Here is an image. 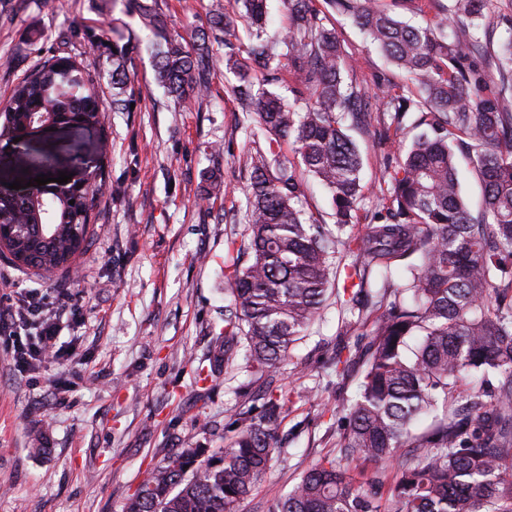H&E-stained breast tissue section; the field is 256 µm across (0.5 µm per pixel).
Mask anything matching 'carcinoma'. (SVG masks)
<instances>
[{"label":"carcinoma","mask_w":512,"mask_h":512,"mask_svg":"<svg viewBox=\"0 0 512 512\" xmlns=\"http://www.w3.org/2000/svg\"><path fill=\"white\" fill-rule=\"evenodd\" d=\"M348 16L409 79L380 93L345 80L343 40L312 0H284L289 27L267 31V0H213L210 22L224 33L228 92L242 112L250 146L243 214L248 239L228 246L224 278V357L197 368L207 383L244 352L260 394L236 410L224 448H184L149 471L124 512H236L269 473L273 426L288 395L278 365L330 297L366 319V367L339 446L345 459L394 462L396 479L357 481L324 457L267 512H512V27L494 52L482 41L488 0H450L412 24L377 0H324ZM143 28L155 37V76L179 107L207 88L212 50L206 34L190 46L166 34L158 0H140ZM247 23L239 59L238 20ZM112 82L132 58L114 46ZM288 81L291 99L254 81ZM386 144L417 134L374 182L362 178L349 127L371 126ZM106 104L79 54L39 60L0 113V141L50 112H74L105 130ZM289 143L296 156L282 152ZM480 188L472 211L458 155ZM327 192L334 225L306 212L309 179ZM106 184L104 160L74 199L0 195V224H25L7 237L6 260L50 275L83 249L91 211ZM376 210L362 222L367 194ZM74 204H69V201ZM352 257L346 264L343 257ZM383 290L371 289V277Z\"/></svg>","instance_id":"obj_1"}]
</instances>
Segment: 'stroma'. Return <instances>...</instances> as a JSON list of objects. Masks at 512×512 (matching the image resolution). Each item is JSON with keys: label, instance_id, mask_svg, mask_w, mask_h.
<instances>
[{"label": "stroma", "instance_id": "stroma-1", "mask_svg": "<svg viewBox=\"0 0 512 512\" xmlns=\"http://www.w3.org/2000/svg\"><path fill=\"white\" fill-rule=\"evenodd\" d=\"M135 0H0V108L41 56L59 50V30L103 36L97 50L75 42L90 71L113 93V43L133 57L123 96L134 110L108 113L106 131L43 130L0 186L71 173L78 158L98 161L108 140V193L91 214L88 242L72 266L42 277L0 260L14 297L48 292L68 322L54 358L15 370L0 351V512H121L149 467L184 448H221L227 420L260 384L245 359L197 383L195 369L220 346L226 301L227 241L244 242L241 218L249 147L240 114L226 93L231 80L216 59L207 91L173 107L140 30ZM172 38L194 42L209 28L211 0H163ZM353 79L369 91L398 72L352 22L334 16ZM221 173L225 197L200 199L207 172ZM348 314L328 300L321 316L279 366L288 410L276 427L279 454L237 512H267L317 460L339 454V412L358 391L365 366L357 352L348 376L329 374L337 329ZM329 399L314 400L315 392ZM40 443L43 454L30 448Z\"/></svg>", "mask_w": 512, "mask_h": 512}]
</instances>
